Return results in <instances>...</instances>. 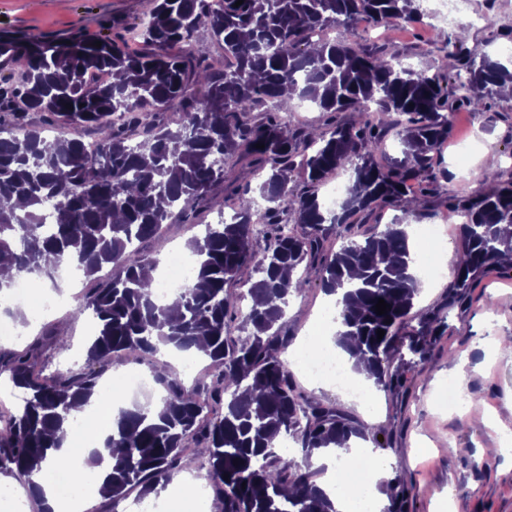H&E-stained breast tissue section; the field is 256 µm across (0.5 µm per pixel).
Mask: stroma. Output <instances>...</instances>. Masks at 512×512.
Segmentation results:
<instances>
[{
    "instance_id": "1",
    "label": "stroma",
    "mask_w": 512,
    "mask_h": 512,
    "mask_svg": "<svg viewBox=\"0 0 512 512\" xmlns=\"http://www.w3.org/2000/svg\"><path fill=\"white\" fill-rule=\"evenodd\" d=\"M467 8L477 17L468 26L470 45L503 55L512 45V0H468ZM148 9V0H0V35L46 39H63L76 31L108 35L113 21L140 19ZM455 33V27L432 18L421 29L360 30L355 41L385 47L415 69L424 70L446 55ZM452 123L443 148L448 176L424 197L422 207L410 219L413 226L445 223L451 213L449 197L478 190L486 159H494L503 180L512 181L511 97L497 99L488 112L456 111ZM400 213V203L390 202L371 215H355L350 228L328 230L324 247L337 250L346 232L383 229ZM217 215V207L197 208L187 222L168 225L164 238L144 241L142 249L152 256L173 248L184 250L197 226L215 223ZM453 279V274H445L419 295L416 310L446 309L447 326L427 343L425 357L408 355L389 361V373L401 375L404 387L398 392L379 391L375 410H367L327 382H313L298 374L292 382L369 432V451L386 457L390 469L411 489L406 512H512V454L483 459V449L493 441L479 423L485 417L512 433V359L501 356L492 343L496 337L512 338V278L496 272L478 274L470 301L462 308L448 304ZM91 286L85 278L74 288L57 286L60 305L29 318L18 335H0V350H25L50 329L68 337L70 344L41 346L37 361L42 375L49 378L81 368L79 353L87 348L85 320L74 312ZM326 301L315 279L291 296L283 330L289 349L304 344L311 321ZM455 380L462 383L466 403L449 410L441 406L440 395Z\"/></svg>"
}]
</instances>
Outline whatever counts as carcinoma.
I'll use <instances>...</instances> for the list:
<instances>
[{"instance_id":"carcinoma-1","label":"carcinoma","mask_w":512,"mask_h":512,"mask_svg":"<svg viewBox=\"0 0 512 512\" xmlns=\"http://www.w3.org/2000/svg\"><path fill=\"white\" fill-rule=\"evenodd\" d=\"M235 2L150 0L145 19L114 20L110 36H0V57L20 72L17 80L0 78V112L15 119L46 112L91 127L100 146L91 155L80 138L50 140L37 129L17 136L0 123V257L9 256L19 278L52 279L64 265L97 283L75 312L88 311L97 323L79 371L41 377L38 346L64 343L51 332L25 352L0 353V372L22 394L21 407L0 428V471L31 489L45 470L68 466L65 430L100 393L108 370L129 356L153 357L168 345L189 352L202 341L211 387L203 393L177 373L156 375L160 402L119 408L75 479L99 483L114 506L132 485L144 499L156 496L186 466L185 441L192 439L208 449L201 467L222 512H338L308 470L277 452L287 436L308 460L327 450L347 455L353 439H366L348 415L293 385L282 336L289 297L312 270L326 294L342 292L336 345L345 349L355 340L365 375L390 391L403 383L384 363L405 349L423 355L424 337L445 327L439 312L414 311L419 288L404 219L360 239L350 235L334 252L324 249L323 233L394 200L415 211L445 176L439 149L448 140L449 114L488 111L512 89V68L466 47L464 27L431 75L383 49L322 37L328 28L355 34L359 17L372 28L423 25L420 0ZM201 31L224 49L223 66L194 51ZM287 87L326 115L325 131L314 134L283 115ZM342 112H357L361 121L337 119ZM391 132L397 157L385 150ZM230 159L251 169L256 188L228 179ZM347 165L353 178L346 196L327 211L317 188ZM297 174L299 192L290 186ZM480 181L476 194L449 198L462 214L458 242L468 255L451 289L460 306L476 274L512 272V231H505L512 226V182L489 168ZM219 187L232 220L207 225L187 244L191 280L173 304L157 305L150 283L159 259L139 243L212 204ZM259 234L266 240L261 252L254 248ZM47 253L56 258L51 267L43 263ZM105 268L112 274L102 279ZM247 268L254 280L246 291L229 292L226 285ZM380 298L389 304L383 315L375 312ZM212 401L224 404L215 419L207 415ZM387 489L384 512H401V477L388 480Z\"/></svg>"}]
</instances>
